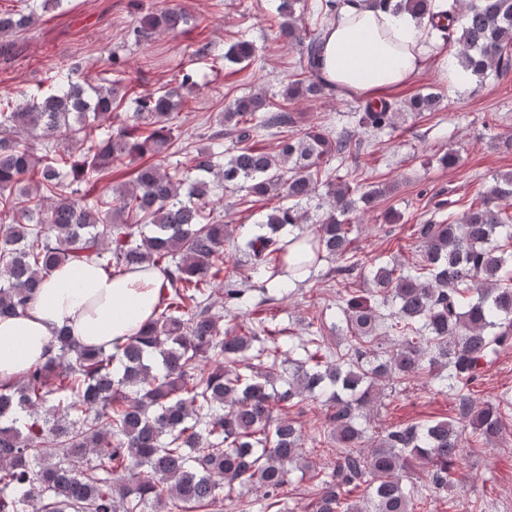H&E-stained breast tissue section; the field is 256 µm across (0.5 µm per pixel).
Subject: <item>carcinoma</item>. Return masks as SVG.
Here are the masks:
<instances>
[{
	"instance_id": "obj_1",
	"label": "carcinoma",
	"mask_w": 512,
	"mask_h": 512,
	"mask_svg": "<svg viewBox=\"0 0 512 512\" xmlns=\"http://www.w3.org/2000/svg\"><path fill=\"white\" fill-rule=\"evenodd\" d=\"M64 2L26 0L23 11L0 12V35L34 26ZM374 2L420 21L441 16L431 31L457 46V62L470 76L512 69V0H469L460 10L447 0L437 13L434 0ZM304 8L303 0H278L279 35L301 43L312 66L320 33L298 25ZM188 21L167 8L144 16L131 35L145 42ZM208 53L215 63L241 62L252 60L254 48L239 41L225 53ZM195 86L192 70L176 87L129 98L117 81L85 87L69 80L0 107V317L23 314L56 268L91 257L111 275H163L153 319L120 348L80 346L61 331L46 361L0 383V512H29L36 504L41 512H233L245 488L261 493L270 509L293 468H310L302 462L307 439L340 448L328 471L309 476L317 486L313 512H415L452 484L465 428L436 420L371 437L363 412L386 387L428 374L455 397L471 436L488 443L501 433L500 405H475L467 387L512 348V214L503 206L512 199V173L493 179L460 219L414 225L421 263L371 266L372 303L349 299L339 307L337 320L350 336L346 352L328 360L321 330L310 329L285 376L277 371L284 329L273 317L239 321L253 283L240 273L221 276L224 245L246 257L264 286L306 283L321 262L347 259L354 226L345 216L370 210L385 189L362 192L330 180L327 162L351 152L352 135L314 125L299 135L294 113L267 110L266 98L255 95L224 113L229 130L213 132L216 145L197 150L189 168L170 173L143 165L115 205L90 198L112 164L168 152L170 122L184 103L180 90ZM323 92L315 79L284 90L291 100ZM436 100L432 92L415 94L405 106L421 115L434 111ZM395 115L388 101L370 103L357 124L382 132L393 128ZM90 119L105 137H82ZM19 128L32 136L59 133L79 155L69 161L47 149L39 156L14 136ZM270 130L278 133L275 152L249 145ZM238 183L281 204L257 230L233 239L209 205ZM321 185L330 209L308 230L298 204ZM19 197L27 202L20 215ZM359 269L352 262L326 277L346 284ZM217 285L232 320L224 329L209 292ZM390 301L396 310L384 348L374 344L376 306ZM317 397L328 412L320 429L307 433L288 419V409ZM418 464L427 470L425 486L410 481ZM363 485L366 507L344 501Z\"/></svg>"
}]
</instances>
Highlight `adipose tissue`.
Listing matches in <instances>:
<instances>
[{
    "mask_svg": "<svg viewBox=\"0 0 512 512\" xmlns=\"http://www.w3.org/2000/svg\"><path fill=\"white\" fill-rule=\"evenodd\" d=\"M429 29L408 12L343 0L321 32L316 75L337 93L368 98L406 84L431 64L464 79L461 69H449L447 56L433 57ZM160 284L153 270L112 276L91 260L59 267L27 315L0 319V382L17 381L44 362L62 329L83 346L125 342L154 312Z\"/></svg>",
    "mask_w": 512,
    "mask_h": 512,
    "instance_id": "1",
    "label": "adipose tissue"
}]
</instances>
